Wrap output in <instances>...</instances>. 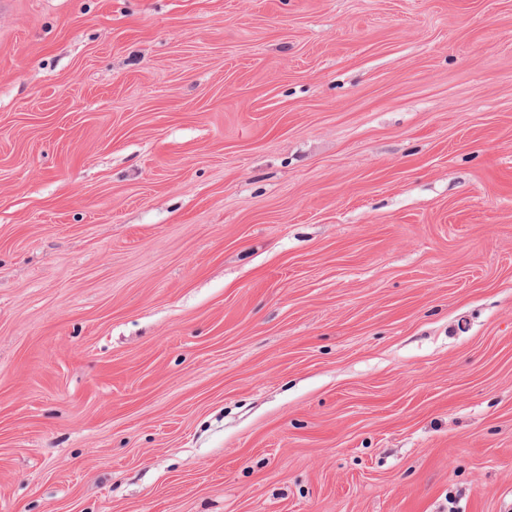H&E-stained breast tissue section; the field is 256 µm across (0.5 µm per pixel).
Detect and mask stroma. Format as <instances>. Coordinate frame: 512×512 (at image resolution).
<instances>
[{
	"instance_id": "obj_1",
	"label": "stroma",
	"mask_w": 512,
	"mask_h": 512,
	"mask_svg": "<svg viewBox=\"0 0 512 512\" xmlns=\"http://www.w3.org/2000/svg\"><path fill=\"white\" fill-rule=\"evenodd\" d=\"M512 512V0H0V512Z\"/></svg>"
}]
</instances>
